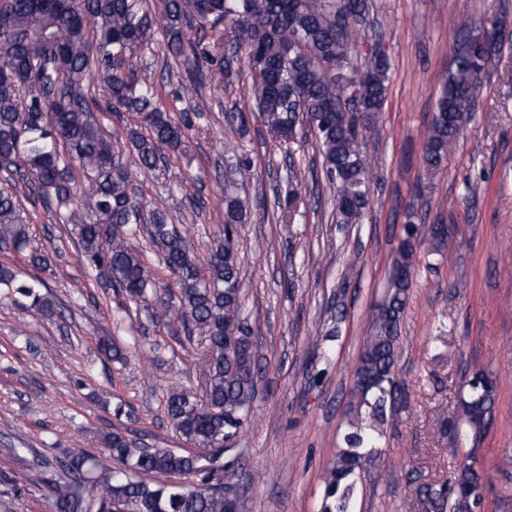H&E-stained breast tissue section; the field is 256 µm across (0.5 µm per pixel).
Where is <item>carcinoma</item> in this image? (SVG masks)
<instances>
[{
    "label": "carcinoma",
    "instance_id": "carcinoma-1",
    "mask_svg": "<svg viewBox=\"0 0 512 512\" xmlns=\"http://www.w3.org/2000/svg\"><path fill=\"white\" fill-rule=\"evenodd\" d=\"M0 0V159L9 178L28 187L33 202L56 214L76 241L80 263L106 277V287L146 310L153 321L180 324L200 345L204 387L181 385L165 400L166 417L190 446L214 450L210 467L199 453L144 448L116 429L102 439L122 469L107 470L81 451L61 462V474L43 482L56 512H230L224 478L241 463L217 461L221 445L250 422L258 395L260 347L248 341L239 288L236 242L247 201L235 180L224 183V231L209 245V260L194 256L188 231L168 213L149 207L132 179V167L162 171L168 156L186 152L189 133H205L201 115L171 116L154 83L139 76L138 60L161 35L167 52L186 67L191 86L204 73L225 78L248 70L259 119L277 141L310 132L334 194L336 223L359 224L369 208V168L363 132L383 111L387 64L370 53L353 65L352 52L369 16L371 0ZM479 33L464 28L426 128L422 165L438 171L473 118L480 75L500 46L482 48ZM134 113L123 146L112 142L96 116ZM310 191L292 185L282 217ZM30 214L0 189V244L31 248L36 268L53 255L32 245ZM162 251L177 293L164 297L135 241ZM443 222L426 227L406 213L394 250L384 300L374 306L354 366L347 405L349 432L324 476L322 512H353L356 476L380 456L382 426L397 382L401 325L412 288L411 270L424 239L445 246ZM29 301L34 317L62 316L42 282L22 279L0 265V288ZM496 399L493 380L461 399L448 430L477 446L487 433ZM468 463L451 483L423 484L407 512H478L481 471ZM193 475L198 483L179 477Z\"/></svg>",
    "mask_w": 512,
    "mask_h": 512
}]
</instances>
